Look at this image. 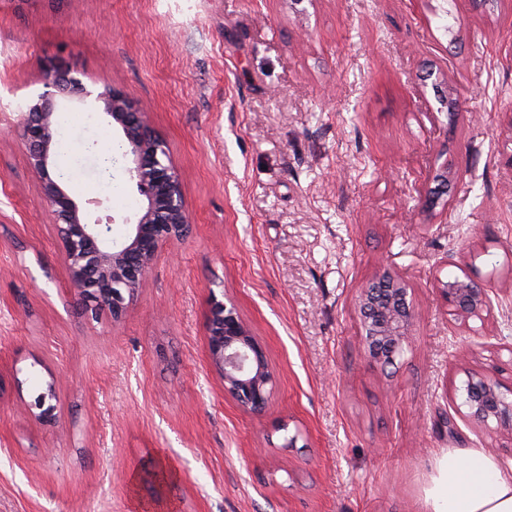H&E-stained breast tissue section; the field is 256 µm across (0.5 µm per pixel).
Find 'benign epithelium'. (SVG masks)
<instances>
[{
  "instance_id": "benign-epithelium-1",
  "label": "benign epithelium",
  "mask_w": 512,
  "mask_h": 512,
  "mask_svg": "<svg viewBox=\"0 0 512 512\" xmlns=\"http://www.w3.org/2000/svg\"><path fill=\"white\" fill-rule=\"evenodd\" d=\"M42 92L23 113L21 131L29 165L41 182L43 200L60 241L71 288L85 314L122 320L135 294L149 277L159 252L184 240L190 217L176 167L166 142L153 130L147 112L121 91L87 86L80 78L55 68L45 71ZM91 102L100 121L116 129L125 147L124 174L144 198L132 217L90 220L88 211L55 174L59 145L58 114ZM126 234L112 239V224ZM438 292L461 321L482 318L492 305V290L471 275L438 280ZM361 336L368 356L386 364L413 336L418 308L411 288L390 271H383L356 299ZM206 334L211 362L224 381V391L250 412L264 410L274 386L266 351L252 335L232 302L210 298ZM465 417L477 426L494 422L512 432V388L501 391L494 373L472 374L464 388Z\"/></svg>"
}]
</instances>
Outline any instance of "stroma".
<instances>
[{
	"label": "stroma",
	"mask_w": 512,
	"mask_h": 512,
	"mask_svg": "<svg viewBox=\"0 0 512 512\" xmlns=\"http://www.w3.org/2000/svg\"><path fill=\"white\" fill-rule=\"evenodd\" d=\"M49 64L146 105L180 176L189 237L117 323L84 314L21 139ZM112 142L60 143L81 199ZM386 269L419 310L384 369L355 297ZM465 272L494 290L466 328L436 289ZM214 293L265 347L261 413L212 367ZM484 369L512 385V0H0V512H426L440 449L512 469V432L463 416Z\"/></svg>",
	"instance_id": "35a3bbf8"
}]
</instances>
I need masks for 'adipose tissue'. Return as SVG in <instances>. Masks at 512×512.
<instances>
[{"label": "adipose tissue", "mask_w": 512, "mask_h": 512, "mask_svg": "<svg viewBox=\"0 0 512 512\" xmlns=\"http://www.w3.org/2000/svg\"><path fill=\"white\" fill-rule=\"evenodd\" d=\"M427 512H512V474L481 448L441 452L424 489Z\"/></svg>", "instance_id": "obj_1"}]
</instances>
